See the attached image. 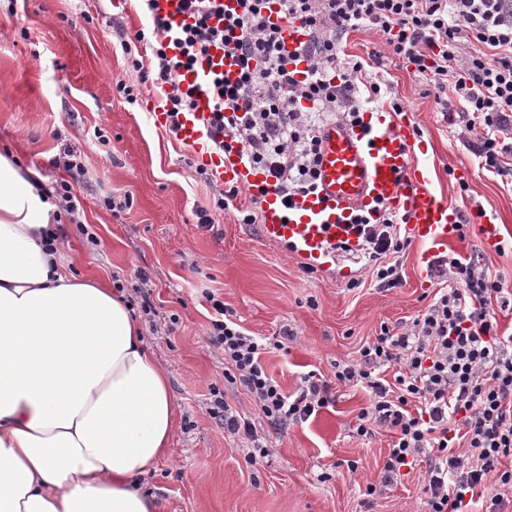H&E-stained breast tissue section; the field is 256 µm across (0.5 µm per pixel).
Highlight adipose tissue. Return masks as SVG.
<instances>
[{
    "label": "adipose tissue",
    "instance_id": "obj_1",
    "mask_svg": "<svg viewBox=\"0 0 512 512\" xmlns=\"http://www.w3.org/2000/svg\"><path fill=\"white\" fill-rule=\"evenodd\" d=\"M41 176L0 154V512H162L140 476L177 405L123 295L46 247Z\"/></svg>",
    "mask_w": 512,
    "mask_h": 512
}]
</instances>
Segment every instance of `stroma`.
<instances>
[{"label":"stroma","instance_id":"stroma-1","mask_svg":"<svg viewBox=\"0 0 512 512\" xmlns=\"http://www.w3.org/2000/svg\"><path fill=\"white\" fill-rule=\"evenodd\" d=\"M149 27L136 0H0V153L38 169L39 190L51 193L66 181L77 191L80 210L59 218L62 260L78 277L121 286L178 404L170 450L148 475L149 488L163 512H424L428 475L420 460L372 506L362 504L393 440L385 428L356 436L357 416L370 404L365 389L337 386L334 403L315 417L272 429L253 396L225 382L224 355L207 336L212 293L250 335L292 330L283 348L262 356L286 394L311 371L333 379L337 364L359 360L380 326L399 333L426 311L440 283L420 274L424 246L412 242L397 254L402 283L387 289L371 263L348 253L337 259L351 277L306 272L296 255L263 236L260 224L215 209V184L200 179L190 153L148 117L161 101L157 89L141 85L130 104L117 87L128 69L121 41ZM383 76L404 106L400 120L418 128L416 164L470 219L449 252L480 254L487 274L512 289V179L483 168L459 126L425 96L424 79L401 60H386ZM67 149L82 172L58 166ZM109 195L129 196L130 208L106 210ZM202 209L209 223H199ZM479 210L496 216L499 250L482 245L472 222ZM91 233L96 243L88 242ZM142 271L152 280L148 314L136 291ZM352 277L359 288L348 289ZM217 391L253 424L267 458L249 463V443L212 417ZM351 460L357 471L348 470Z\"/></svg>","mask_w":512,"mask_h":512}]
</instances>
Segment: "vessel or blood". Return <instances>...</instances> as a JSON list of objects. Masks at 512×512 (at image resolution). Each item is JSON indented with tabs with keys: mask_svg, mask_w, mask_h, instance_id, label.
Instances as JSON below:
<instances>
[{
	"mask_svg": "<svg viewBox=\"0 0 512 512\" xmlns=\"http://www.w3.org/2000/svg\"><path fill=\"white\" fill-rule=\"evenodd\" d=\"M282 36L293 56L292 69L308 71L299 49L306 39L300 23L283 26ZM211 70L231 78L237 74L234 58L221 49L211 50L202 72L186 73V82L199 85L200 91L194 109L179 116L178 139L216 181L258 193L264 237L290 248L305 267L329 270L336 261V244L357 249L353 218L381 207L402 214L407 237L426 246L429 254L445 252L458 239L461 212L429 188L428 177L414 163V126L400 124L382 111L362 126H326L320 135L316 189L284 206L273 181L250 165L241 148H217L212 94L204 77Z\"/></svg>",
	"mask_w": 512,
	"mask_h": 512,
	"instance_id": "obj_1",
	"label": "vessel or blood"
}]
</instances>
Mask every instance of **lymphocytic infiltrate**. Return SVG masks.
I'll use <instances>...</instances> for the list:
<instances>
[{
  "label": "lymphocytic infiltrate",
  "mask_w": 512,
  "mask_h": 512,
  "mask_svg": "<svg viewBox=\"0 0 512 512\" xmlns=\"http://www.w3.org/2000/svg\"><path fill=\"white\" fill-rule=\"evenodd\" d=\"M152 15L150 64L131 59L135 83L123 84L136 102V84L160 88L162 106L177 133L181 113L195 106L185 71L217 46L232 47L240 70L221 88L214 105L224 132L220 149L236 143L250 163L274 181L284 201L314 189L322 128L333 122L360 124L356 95L387 100L401 111L382 76H370L361 61L343 56L342 40L352 31L379 34L385 53L429 80L439 111L458 117L486 171L512 175V0H279L284 21H301L308 39L300 50L310 68L297 79L288 67L279 29L265 12L269 0H184L187 18L177 37L154 12L156 0H140ZM402 219L386 212L362 221V257L375 261L381 287L402 282L388 255L408 245ZM434 270L443 287L427 311L402 333L381 326L366 343L359 362L339 365L335 382L359 386L371 403L358 416L356 433L393 431L379 483L367 498L397 483L410 460L426 457L427 512H512V336L499 335L493 302L508 304L502 279L489 277L478 256H441ZM214 315L208 336L224 353V379L246 388L270 427L304 422L332 401V384L308 372L288 395L266 373V343L245 333L223 301L211 299ZM393 379H385L387 369Z\"/></svg>",
  "instance_id": "f902f5d3"
}]
</instances>
